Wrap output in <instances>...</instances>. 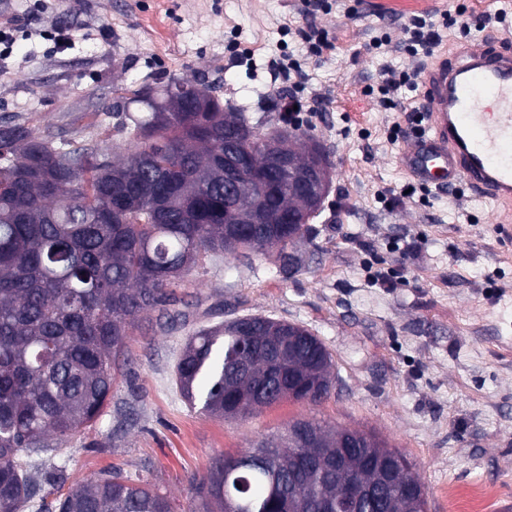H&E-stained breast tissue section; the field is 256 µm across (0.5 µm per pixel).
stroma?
Wrapping results in <instances>:
<instances>
[{
  "instance_id": "1",
  "label": "stroma",
  "mask_w": 512,
  "mask_h": 512,
  "mask_svg": "<svg viewBox=\"0 0 512 512\" xmlns=\"http://www.w3.org/2000/svg\"><path fill=\"white\" fill-rule=\"evenodd\" d=\"M320 16L333 48L308 53L300 0H0V18H25L11 54L0 56V123L33 135L128 143L112 105L124 88L176 77L205 81L268 128L272 102L315 109L306 134L325 151L331 188L301 247L299 271L274 257L234 252L199 257L173 289L184 319L140 322L97 422L63 444L61 463L80 483L116 467L146 474L174 512H189L190 480L253 441L277 439L299 418L375 435L413 463L429 512H454L453 496L492 490L489 512H512V240L497 235L491 206L459 195L399 191L393 123L408 126L421 92L400 89L387 109L374 89L384 67L420 69L407 54L409 17L465 8L472 28L496 30L492 0H331ZM66 29L52 53L42 37ZM392 43L373 47L382 33ZM299 75L274 68L285 53ZM246 315L308 328L332 353L336 382L312 405L285 400L243 419L190 407L175 370L189 336Z\"/></svg>"
}]
</instances>
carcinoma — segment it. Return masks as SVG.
<instances>
[{
  "instance_id": "carcinoma-1",
  "label": "carcinoma",
  "mask_w": 512,
  "mask_h": 512,
  "mask_svg": "<svg viewBox=\"0 0 512 512\" xmlns=\"http://www.w3.org/2000/svg\"><path fill=\"white\" fill-rule=\"evenodd\" d=\"M155 97L131 91L148 109L131 115L130 153L108 157L95 144L56 142L19 125H0V512H24L39 493L61 490L67 468L59 443L100 416L130 330L170 303L203 253L280 251L296 269V248L321 207L304 224H253L235 244L225 223L224 138L254 130L243 109L224 104L205 84L175 78ZM190 404L243 418L283 400L288 379L323 388L335 382L333 360L306 327L248 315L189 337L177 367ZM325 440L336 431L315 420L288 426L285 445L261 440L238 457L215 460L192 478L190 512H324L325 500L353 480L378 482L360 454L336 468V447L305 454L297 430ZM382 512L426 510L411 470L385 484ZM57 512H173L167 495L118 468L58 501Z\"/></svg>"
}]
</instances>
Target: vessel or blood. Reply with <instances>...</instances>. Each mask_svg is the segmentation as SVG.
Returning <instances> with one entry per match:
<instances>
[{"mask_svg":"<svg viewBox=\"0 0 512 512\" xmlns=\"http://www.w3.org/2000/svg\"><path fill=\"white\" fill-rule=\"evenodd\" d=\"M507 34L459 41L422 77V133L407 132L403 170L442 192L467 187L489 203L494 228L512 232V50Z\"/></svg>","mask_w":512,"mask_h":512,"instance_id":"obj_1","label":"vessel or blood"}]
</instances>
